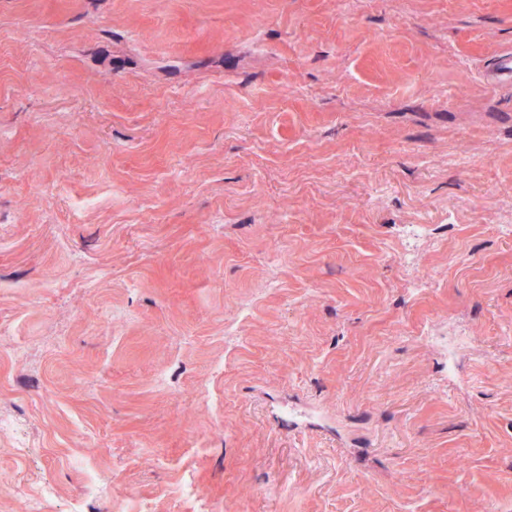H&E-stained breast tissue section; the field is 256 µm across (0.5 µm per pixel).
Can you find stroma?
I'll return each mask as SVG.
<instances>
[{
  "label": "stroma",
  "instance_id": "stroma-1",
  "mask_svg": "<svg viewBox=\"0 0 512 512\" xmlns=\"http://www.w3.org/2000/svg\"><path fill=\"white\" fill-rule=\"evenodd\" d=\"M510 51L512 0H0V512H512Z\"/></svg>",
  "mask_w": 512,
  "mask_h": 512
}]
</instances>
